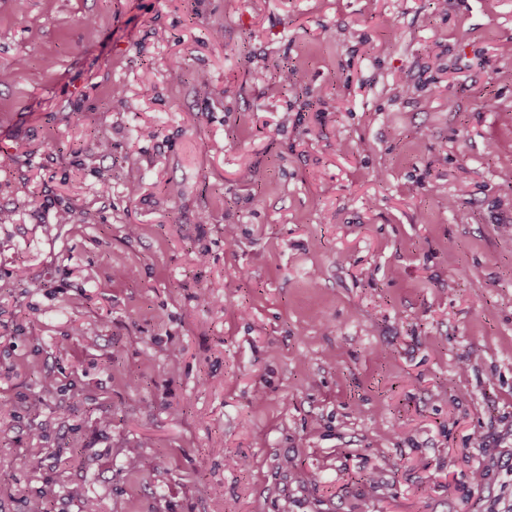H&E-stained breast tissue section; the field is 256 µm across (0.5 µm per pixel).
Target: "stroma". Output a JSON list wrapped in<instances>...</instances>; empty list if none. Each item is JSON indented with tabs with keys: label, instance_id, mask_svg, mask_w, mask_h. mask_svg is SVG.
I'll use <instances>...</instances> for the list:
<instances>
[{
	"label": "stroma",
	"instance_id": "obj_1",
	"mask_svg": "<svg viewBox=\"0 0 512 512\" xmlns=\"http://www.w3.org/2000/svg\"><path fill=\"white\" fill-rule=\"evenodd\" d=\"M509 37L512 0H0V512H512Z\"/></svg>",
	"mask_w": 512,
	"mask_h": 512
}]
</instances>
